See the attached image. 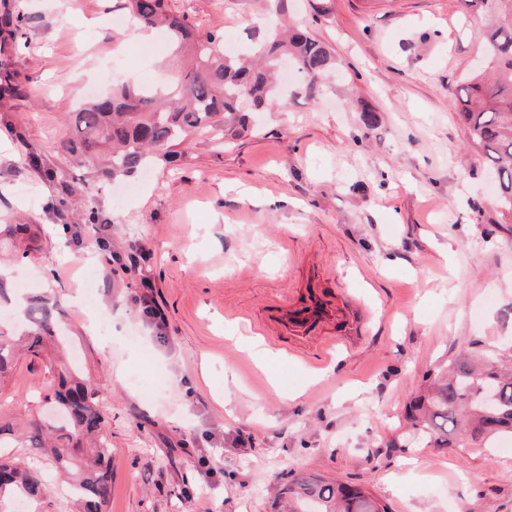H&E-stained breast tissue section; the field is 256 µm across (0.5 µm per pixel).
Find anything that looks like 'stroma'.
<instances>
[{"label": "stroma", "mask_w": 512, "mask_h": 512, "mask_svg": "<svg viewBox=\"0 0 512 512\" xmlns=\"http://www.w3.org/2000/svg\"><path fill=\"white\" fill-rule=\"evenodd\" d=\"M249 47L298 24L336 69L253 118L207 129L172 165L115 181L62 148L88 85L157 83L168 38L129 35L121 0H0L22 32L0 52V224L33 225L15 288L56 296L61 358H18L0 416L43 412L61 367L103 399L110 512H280L288 471L364 487L388 512H512V453L412 444L404 407L472 340L512 350V223L452 101L480 62L466 0H168ZM36 153L40 168L22 167ZM57 174L46 182L43 170ZM72 185L60 194L58 182ZM102 221L84 223L89 211ZM134 246L104 269L95 246ZM166 319L136 301L143 283ZM316 286L348 303L354 336H293L273 320ZM281 360L272 374L246 344Z\"/></svg>", "instance_id": "1"}]
</instances>
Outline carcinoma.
<instances>
[{
    "mask_svg": "<svg viewBox=\"0 0 512 512\" xmlns=\"http://www.w3.org/2000/svg\"><path fill=\"white\" fill-rule=\"evenodd\" d=\"M134 25L162 28L175 51L188 58L175 77L141 85L120 76L112 90L72 116L74 135L65 145L76 166L100 157L102 175L128 177L150 158L174 163V147L193 132L224 128L234 137L250 128V113L263 112L280 98L277 63L291 57L302 78L300 90L312 91L334 65L328 48L297 30L287 37L265 34L252 57L224 53V36L197 30L184 15L168 11L167 0H123ZM482 8L484 61L488 75L465 79L453 106L472 144L484 151L498 180L502 214L512 215V0H469ZM0 238L12 243L32 238L28 224H5ZM18 335L0 331V380L15 366L23 349L33 356L53 342L60 319L57 300L30 299L19 314ZM50 401L61 418L58 425L44 417L18 420V446L32 451L37 464L19 469L0 461V512L5 501L24 498L39 503L48 497L49 476L55 471L68 483L76 512H108L112 497L111 449L104 432L99 392L66 368L59 372ZM405 420L419 437L441 448H484L512 436V354H492L479 341L427 376L423 391L411 398ZM288 512H387L366 489L317 476L288 481Z\"/></svg>",
    "mask_w": 512,
    "mask_h": 512,
    "instance_id": "carcinoma-1",
    "label": "carcinoma"
}]
</instances>
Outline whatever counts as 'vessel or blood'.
<instances>
[{"label": "vessel or blood", "instance_id": "1", "mask_svg": "<svg viewBox=\"0 0 512 512\" xmlns=\"http://www.w3.org/2000/svg\"><path fill=\"white\" fill-rule=\"evenodd\" d=\"M276 319L290 333L298 336L328 323L335 324L342 336L351 330L344 308L332 305L323 294L314 290L302 293L288 308L279 310Z\"/></svg>", "mask_w": 512, "mask_h": 512}]
</instances>
